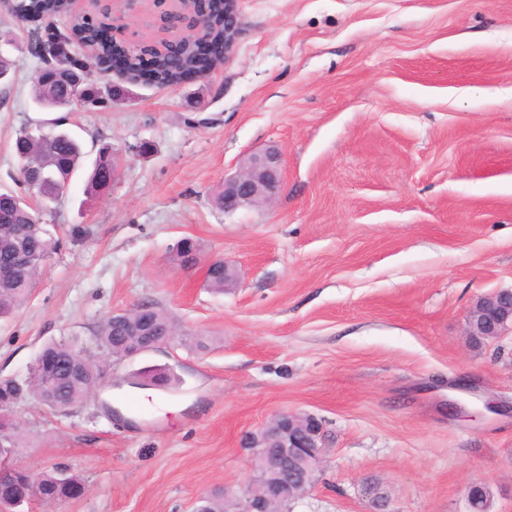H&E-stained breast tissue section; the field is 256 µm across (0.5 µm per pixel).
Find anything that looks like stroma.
<instances>
[{
    "label": "stroma",
    "mask_w": 512,
    "mask_h": 512,
    "mask_svg": "<svg viewBox=\"0 0 512 512\" xmlns=\"http://www.w3.org/2000/svg\"><path fill=\"white\" fill-rule=\"evenodd\" d=\"M233 58L170 89L103 68L105 105L64 125L93 163L119 160L96 197L74 179L45 215L61 239L29 302L0 321V378L29 381L44 345H73L113 386L66 415L22 401L16 463L67 467L83 496L25 512H195L243 494L247 433L277 414L323 423L325 462L292 512H468L467 488L512 512V332L475 349L466 318L512 289V0H238ZM129 41L156 38L152 0H114ZM33 26L0 7L14 78L0 84V193H23L13 142L39 128ZM493 96L478 102L476 91ZM274 147L282 191L224 213L244 158ZM185 237L200 260L175 255ZM240 272L206 286L210 257ZM166 348L107 356L97 332L141 300ZM208 339L206 350L193 339Z\"/></svg>",
    "instance_id": "1"
}]
</instances>
